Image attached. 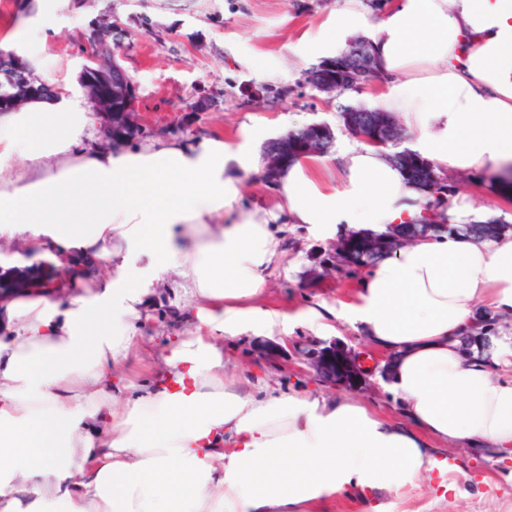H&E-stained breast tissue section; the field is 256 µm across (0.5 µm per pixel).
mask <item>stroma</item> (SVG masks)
Here are the masks:
<instances>
[{"mask_svg":"<svg viewBox=\"0 0 512 512\" xmlns=\"http://www.w3.org/2000/svg\"><path fill=\"white\" fill-rule=\"evenodd\" d=\"M343 0H0V40L27 26L40 28L43 40L31 47L15 44L24 58L53 55L59 84L78 81L90 54V36L100 25L109 28L115 59L136 88L140 125L128 141L139 144L157 137H190L211 132L234 139L246 122L265 125L270 139L311 123L328 125L334 139L331 154L351 144L341 112L344 107L372 108L378 84L325 93L309 82L311 65L297 68L282 61L303 49L307 38L333 16ZM268 58L281 72L272 81L257 78L250 66ZM259 89L256 97L248 89ZM449 184L471 203L472 220L496 219L512 225V203L501 197L492 174ZM290 247L268 276L266 300L279 307L320 297L336 302L353 294L351 280L332 276L315 281L308 271L327 248L306 227L282 228ZM153 300L136 328L132 358L144 357L153 374L166 372V356L176 339L192 328L184 291L172 276L152 284ZM302 326L289 335L245 334L221 339L230 376L257 379L262 390L283 392L309 385L325 398L347 396L368 403L388 419L404 420V409L386 379L372 373L354 385L331 386L298 360L256 364L253 351L267 343L309 340ZM453 468L444 477L423 480L400 498L385 500L384 512H512V459L501 461L473 449L446 445ZM454 483L444 491L441 481Z\"/></svg>","mask_w":512,"mask_h":512,"instance_id":"stroma-1","label":"stroma"}]
</instances>
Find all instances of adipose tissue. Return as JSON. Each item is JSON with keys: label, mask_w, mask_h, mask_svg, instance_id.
Here are the masks:
<instances>
[{"label": "adipose tissue", "mask_w": 512, "mask_h": 512, "mask_svg": "<svg viewBox=\"0 0 512 512\" xmlns=\"http://www.w3.org/2000/svg\"><path fill=\"white\" fill-rule=\"evenodd\" d=\"M361 0L313 37L302 62L339 54L366 27ZM387 83L377 108L415 135L413 155L465 179L512 164V0H397L370 35ZM91 109L73 85L0 112V512H328L398 496L441 468L436 440L512 458V351L462 360L483 307L512 312V234L432 235L386 253L355 296L292 311L263 300L285 246L274 225L323 238L430 218L418 183L357 141L297 160L272 204L251 208L266 134L218 133L87 149ZM77 249L112 265L99 291L60 304L38 289ZM189 289L195 325L166 378L125 399L124 362L155 278ZM363 332L409 424L350 397L257 394L230 380L219 335Z\"/></svg>", "instance_id": "1"}]
</instances>
